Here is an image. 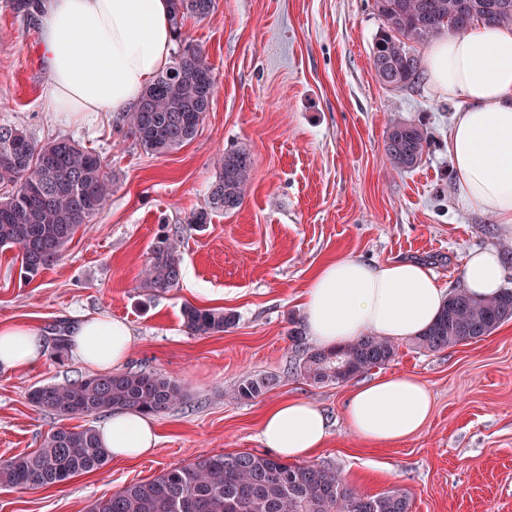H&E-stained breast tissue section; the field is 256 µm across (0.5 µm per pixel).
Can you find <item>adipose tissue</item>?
Listing matches in <instances>:
<instances>
[{"label":"adipose tissue","instance_id":"obj_1","mask_svg":"<svg viewBox=\"0 0 512 512\" xmlns=\"http://www.w3.org/2000/svg\"><path fill=\"white\" fill-rule=\"evenodd\" d=\"M40 43L45 56L48 109L77 119L128 112L170 63L174 45L171 0H42ZM429 85L460 102L448 133V154L459 199L491 215L512 235V25L473 24L434 40L424 53ZM512 277V260L495 246L471 251L461 286L491 298ZM309 336L331 348L372 334L391 340L419 336L436 319L446 290L415 260L369 265L350 257L322 263L300 295ZM133 342L122 320L83 317L73 332L82 364L103 372L120 368ZM46 347L38 330L0 325V367L33 369ZM433 413L419 378L397 374L366 382L347 401L344 418L362 440L381 446L422 432ZM104 448L133 459L155 451L153 421L114 412L99 430ZM329 436L327 418L307 399L291 398L264 413L261 438L283 458H310Z\"/></svg>","mask_w":512,"mask_h":512}]
</instances>
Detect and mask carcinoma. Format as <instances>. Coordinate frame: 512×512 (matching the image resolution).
I'll return each instance as SVG.
<instances>
[{"instance_id":"1","label":"carcinoma","mask_w":512,"mask_h":512,"mask_svg":"<svg viewBox=\"0 0 512 512\" xmlns=\"http://www.w3.org/2000/svg\"><path fill=\"white\" fill-rule=\"evenodd\" d=\"M178 50L172 66L143 92L138 106L123 113L128 133L143 150L163 155L192 140L217 91L213 68L203 50L187 41L180 20L203 19L214 0H171ZM383 27L372 48L379 81L395 89L415 86L421 62L414 44L443 32L461 34L473 23L512 24V0H374ZM40 0H14V9L37 21ZM423 131L402 121L392 123L385 155L394 168L406 170L422 160ZM219 175L210 187L208 208L194 212L191 224H207L210 215L239 208L252 179L253 161L244 147L224 152ZM112 192V177L102 157L69 138L40 144L25 130L0 126V248L21 253L27 281L60 261L66 244L98 213ZM182 253L166 235L155 243L143 271L150 288L179 286ZM185 327L196 336L222 333L236 315L222 309H183ZM512 320V288L491 299H477L455 289L434 323L415 339L417 347L443 350L494 332ZM398 354L389 340L364 335L331 349L309 348L300 375L312 384H344ZM271 377L246 378L232 396L240 402L260 397ZM177 380L155 371H119L50 383L29 391L36 408L62 420L97 417L113 410L156 415L180 404ZM109 454L95 426L60 425L42 447L0 462V487L49 489L70 478L102 469ZM90 512H410L399 492L359 495L336 471L315 463H290L248 452L216 453L128 484L99 499Z\"/></svg>"}]
</instances>
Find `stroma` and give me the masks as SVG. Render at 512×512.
Masks as SVG:
<instances>
[{
  "instance_id": "stroma-1",
  "label": "stroma",
  "mask_w": 512,
  "mask_h": 512,
  "mask_svg": "<svg viewBox=\"0 0 512 512\" xmlns=\"http://www.w3.org/2000/svg\"><path fill=\"white\" fill-rule=\"evenodd\" d=\"M382 25L374 0H216L208 17L184 16L182 31L205 52L218 89L193 140L151 155L117 113L79 122L47 112L39 31L0 0V124L42 144L74 139L104 158L112 178L103 208L32 282L19 275L18 249H0V324H33L47 346L40 367L0 371V460L41 448L59 424L28 402L29 390L91 375L72 350L53 347L79 316L129 323L125 370L170 376L185 394L154 415L152 456L112 459L50 489H0V512H88L127 484L207 455L268 454L262 415L288 398L324 411L330 435L312 460L353 491L401 492L411 512H512V320L440 351L399 340L393 361L342 385H315L297 370L313 345L291 338L305 326L297 296L321 263L418 260L452 287L470 249L491 244L512 257V236L455 192L448 131L457 103L424 80L407 89L378 80L372 46ZM394 121L427 137L421 163L408 171L385 157ZM239 147L254 160L241 207L190 224L207 206L218 157ZM164 234L179 237L182 278L157 292L141 271ZM215 296L236 314L235 326L191 334L184 306L208 308ZM400 373L427 385L432 418L413 438L370 445L346 427L345 402L359 384ZM266 376L274 384L258 399H231L242 379Z\"/></svg>"
}]
</instances>
